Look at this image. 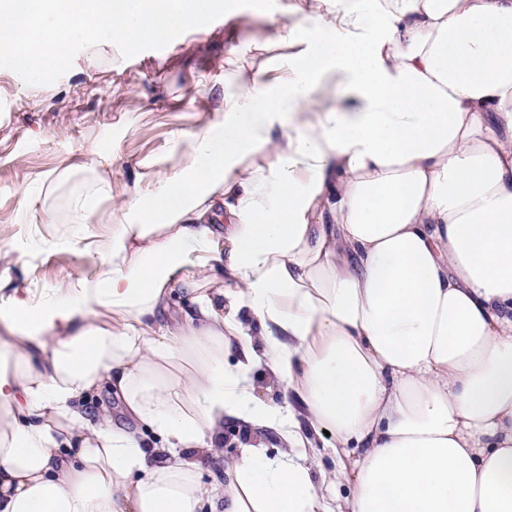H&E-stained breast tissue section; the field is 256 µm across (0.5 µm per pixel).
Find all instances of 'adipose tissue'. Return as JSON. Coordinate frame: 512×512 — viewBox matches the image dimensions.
<instances>
[{
    "label": "adipose tissue",
    "mask_w": 512,
    "mask_h": 512,
    "mask_svg": "<svg viewBox=\"0 0 512 512\" xmlns=\"http://www.w3.org/2000/svg\"><path fill=\"white\" fill-rule=\"evenodd\" d=\"M329 6L287 77L233 72L189 164L117 201L107 269L0 299V512H512V0ZM228 420L288 454L202 481ZM254 397L269 406L284 404L283 389L265 366L256 369L253 375ZM312 446L315 448H301L297 453L305 458L308 463L312 464L314 470V477L318 478V467L321 466L327 470L335 467V458L329 452V446L334 443L333 436H326L324 432L318 437L313 434Z\"/></svg>",
    "instance_id": "obj_1"
}]
</instances>
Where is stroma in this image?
<instances>
[{"label": "stroma", "mask_w": 512, "mask_h": 512, "mask_svg": "<svg viewBox=\"0 0 512 512\" xmlns=\"http://www.w3.org/2000/svg\"><path fill=\"white\" fill-rule=\"evenodd\" d=\"M306 1L332 21L322 0H288L291 11L239 8L128 60L112 43L84 49L51 85L0 71V289L37 300L103 269L114 199L148 197L157 173L185 167L187 140L224 104L226 59L265 77L287 71L300 47L278 32L308 24L296 10ZM99 163L112 171V195L76 240L70 204L91 191Z\"/></svg>", "instance_id": "1"}]
</instances>
